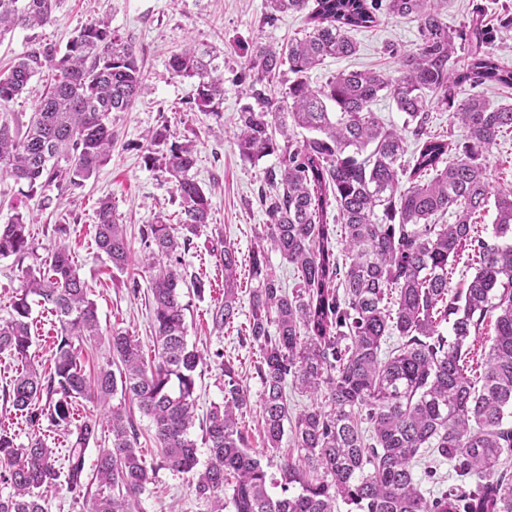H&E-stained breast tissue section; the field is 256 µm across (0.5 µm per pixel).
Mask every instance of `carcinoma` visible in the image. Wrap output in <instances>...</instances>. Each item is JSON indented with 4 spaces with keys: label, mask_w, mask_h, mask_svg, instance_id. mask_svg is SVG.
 Listing matches in <instances>:
<instances>
[{
    "label": "carcinoma",
    "mask_w": 512,
    "mask_h": 512,
    "mask_svg": "<svg viewBox=\"0 0 512 512\" xmlns=\"http://www.w3.org/2000/svg\"><path fill=\"white\" fill-rule=\"evenodd\" d=\"M265 0L264 22L308 11L310 27L284 45L255 43L247 57L253 72L249 96L235 124L242 159L257 163L275 155L266 172L272 192L262 193L263 233L249 255L257 286L249 293L244 331L260 360V428L266 453L276 455L291 432L297 456L281 465L283 495L251 449L239 416L249 395L235 362L227 359L224 402L211 407L201 440L193 438L196 376L203 355L188 345L180 288L198 294L204 282L184 271L182 251L209 224L211 203L190 176L194 141H170L162 124L146 137L147 166L174 183L180 218L140 231L143 262L153 271L151 325L154 357L121 329L101 330L97 308L69 249L22 271L21 287L6 319H0V354L22 364L4 388L33 433L18 445L0 432V512H45L42 491L65 483L83 495L88 512H132L134 498L152 479L126 402L150 419L159 465L191 475L196 497L210 512H512V187L492 193L486 154L512 131V103L490 105L480 93L456 99V89L495 84L512 89V68L491 46L494 35L475 11L465 30L448 29L435 0ZM62 0H0V40L18 28L52 26ZM418 21L419 44L398 75L377 70L342 71L311 85L310 72L328 57H347L357 45L350 33L372 28L377 12ZM467 62L457 66V50ZM219 56L193 45L171 55L169 67L193 81L198 111L221 118L224 80ZM288 70H283V66ZM35 76L45 88L27 123L10 112ZM281 83V97L269 95ZM146 88L131 38L109 20L93 18L65 44L37 42L0 69V180L27 186L30 194L66 183L79 188L110 159L112 113L128 112ZM388 97L404 114L415 142L411 160L405 138L385 126L373 105ZM451 111L464 130L460 141L429 130L432 104ZM308 135L294 138L290 128ZM456 160L446 161L450 152ZM433 174L429 180L423 176ZM335 202L337 224L327 223ZM494 208L495 239L484 237L476 216ZM0 224V257L32 251L27 216L20 206ZM451 213L455 220L441 224ZM341 225L346 258L333 239ZM95 244L122 270L131 243L112 201L96 208ZM278 252L297 274L283 288L268 264ZM224 298L212 313L226 327L239 318V259L231 244L220 254ZM473 269L452 288L455 266ZM54 317L50 371L35 365L32 305ZM450 325L449 335L439 330ZM494 326L480 358L469 345ZM401 342L380 356L386 338ZM95 338L108 356L94 376L85 373L75 343ZM323 398L291 415L286 384ZM118 399L112 405L110 401ZM79 399L109 405V448L97 449L91 472L86 451L99 422L88 418L70 429ZM70 436L68 466L39 435L43 424ZM209 457L198 468V444ZM426 449L446 460L455 484L434 496L418 488L412 461Z\"/></svg>",
    "instance_id": "cac0c4a2"
}]
</instances>
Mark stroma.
Instances as JSON below:
<instances>
[{"label": "stroma", "mask_w": 512, "mask_h": 512, "mask_svg": "<svg viewBox=\"0 0 512 512\" xmlns=\"http://www.w3.org/2000/svg\"><path fill=\"white\" fill-rule=\"evenodd\" d=\"M442 19L452 29H460L475 8H483L488 26L498 27L502 13L500 0H436ZM55 25L16 29L0 41V62L23 54L38 40L66 44L91 17L109 19L113 29L135 40L146 74L148 91L140 95L130 111L113 115L112 125L118 141L112 157L99 172L77 189L50 188L48 194L22 198L13 181L0 183V224L11 215L9 204L24 199L25 212L33 221L34 252L25 257H0V318L7 317L13 293L19 289L23 266L48 260L58 245L70 250L80 276L89 286V297L96 305L102 331L119 328L138 339L144 351L153 347L148 300L149 271L141 264L139 230L155 223L157 217L176 218L179 211L174 186L165 172L145 166L142 147L147 131L168 124L175 140L192 138L196 143L197 163L191 174L211 199L212 221L195 237L184 254L187 273L205 284L203 295L181 288L186 305L187 342L206 358L196 379V419L194 437L212 405L224 400L223 357L240 360L242 384L250 397L251 412L241 421L247 445L262 452L263 437L258 419L262 385L253 362L254 349L242 343L237 328L217 329L211 314L224 293V268L220 261L223 243H231L240 260L242 290L255 287L247 257L263 230L265 215L259 200L263 172L276 165V156L252 164L239 156L234 139V121L246 98L240 77L245 70V50L255 42L281 45L303 34L306 16L286 13L271 25L264 24L263 0H65ZM359 45L356 55L325 59L313 72V84L324 83L342 70H382L396 74L404 55L418 42V23L414 18L380 17L370 29L355 32ZM198 48L215 47L224 52V101L221 117L203 114L191 107L194 89L189 80L168 69L170 55L186 42ZM51 197L49 207H41L42 197ZM111 199L120 223L131 240L130 261L125 270L114 269L94 243V217L100 199ZM67 227L58 234L56 225ZM141 446L154 475L137 501L136 512H208L196 497L187 475L159 467L149 419L134 413Z\"/></svg>", "instance_id": "obj_1"}]
</instances>
